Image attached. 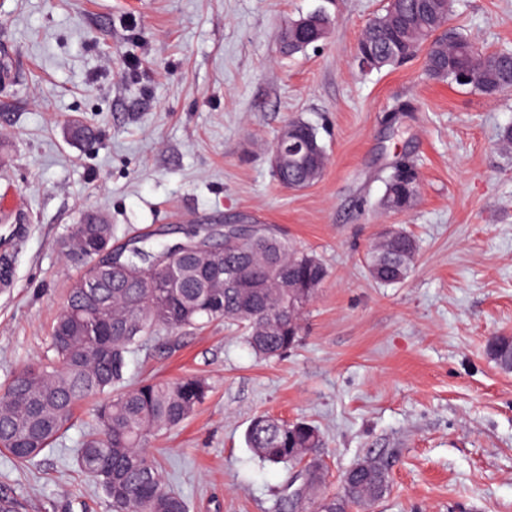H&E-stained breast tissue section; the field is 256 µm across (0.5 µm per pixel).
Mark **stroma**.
I'll return each mask as SVG.
<instances>
[{
  "label": "stroma",
  "instance_id": "stroma-1",
  "mask_svg": "<svg viewBox=\"0 0 512 512\" xmlns=\"http://www.w3.org/2000/svg\"><path fill=\"white\" fill-rule=\"evenodd\" d=\"M384 0H0V388L48 344L68 283L58 248L83 214L112 241L248 222L316 254L329 276L293 349L264 360L231 323L149 338L128 383L207 378L206 402L149 448L189 512H277L295 471L245 442L266 413L319 429L326 489L366 457L390 490L368 512H512V372L486 343L512 336V92L488 98L430 78L423 57L361 70L362 29ZM327 37L286 57L279 33L316 9ZM451 21L512 50V0H454ZM317 128L322 179L284 188L271 169L281 128ZM92 130L89 139L72 128ZM418 193L379 205L400 158ZM417 242L407 280L381 285L364 255L384 225ZM85 412L35 462L0 452V489L24 512H112L76 458Z\"/></svg>",
  "mask_w": 512,
  "mask_h": 512
}]
</instances>
